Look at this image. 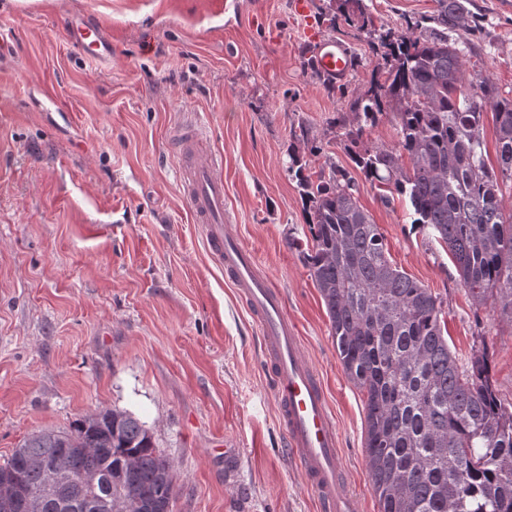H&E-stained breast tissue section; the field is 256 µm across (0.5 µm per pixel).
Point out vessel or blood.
I'll list each match as a JSON object with an SVG mask.
<instances>
[{
  "mask_svg": "<svg viewBox=\"0 0 512 512\" xmlns=\"http://www.w3.org/2000/svg\"><path fill=\"white\" fill-rule=\"evenodd\" d=\"M67 34L93 60L111 62L112 45L97 23L70 26ZM315 54L323 76L339 81L347 78L353 58L344 45L320 39ZM197 135L191 124L177 134L183 199L195 223L200 224L211 255L246 301L259 329L285 444L315 494L320 512H352L351 496L344 488L338 433L319 374L304 354L281 293L259 274L253 253L225 233L221 162L200 152Z\"/></svg>",
  "mask_w": 512,
  "mask_h": 512,
  "instance_id": "obj_1",
  "label": "vessel or blood"
}]
</instances>
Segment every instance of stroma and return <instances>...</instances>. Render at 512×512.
<instances>
[{
    "mask_svg": "<svg viewBox=\"0 0 512 512\" xmlns=\"http://www.w3.org/2000/svg\"><path fill=\"white\" fill-rule=\"evenodd\" d=\"M306 2L301 14L294 0H0V464L35 432L126 410L178 474L172 512H319L284 445L261 338L182 198L170 134L190 119L223 160L228 231L280 290L322 380L355 512H379L365 396L290 245L309 231L288 152L312 174L352 169L333 121L382 58L365 33L323 23L339 0ZM363 3L378 31L430 32L435 0ZM470 9L484 27L468 67L512 95V5ZM84 16L110 38V64L68 40ZM309 28L353 55L335 87L303 67ZM359 186L393 264L440 300L458 363L488 352L511 401L512 320L475 302L404 202Z\"/></svg>",
    "mask_w": 512,
    "mask_h": 512,
    "instance_id": "obj_1",
    "label": "stroma"
}]
</instances>
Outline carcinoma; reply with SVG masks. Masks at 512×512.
I'll return each mask as SVG.
<instances>
[{"instance_id": "1", "label": "carcinoma", "mask_w": 512, "mask_h": 512, "mask_svg": "<svg viewBox=\"0 0 512 512\" xmlns=\"http://www.w3.org/2000/svg\"><path fill=\"white\" fill-rule=\"evenodd\" d=\"M436 25L376 34L362 0H341L348 25L377 35L385 66L350 103L345 137L390 111L399 139L351 152L355 169L409 202L412 224L448 249L463 286L482 302L496 296L512 320V213L500 180L512 179V97L488 76L469 74L466 42L448 33L479 29L469 0H435ZM492 104L499 170L487 166L484 105ZM288 171L308 206L310 238L295 241L325 304L342 365L365 394L372 487L379 512H512V402L490 379L486 354L462 368L441 326L438 297L391 260L385 236L358 199L350 172L330 166L312 179L289 153ZM44 461L80 483H62L38 512H82L109 499L112 512H171L177 473L131 413L103 408L67 431L31 434L0 465V486L31 494Z\"/></svg>"}]
</instances>
